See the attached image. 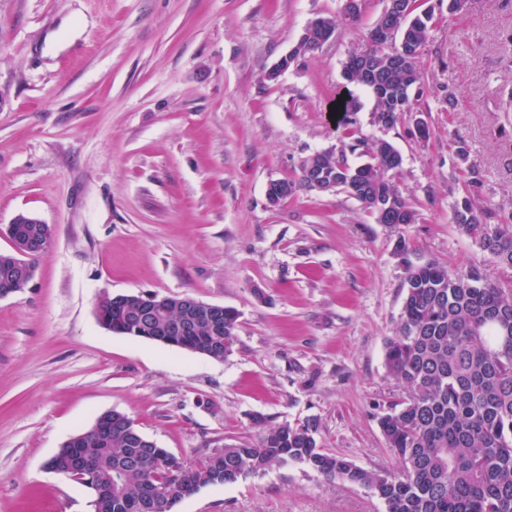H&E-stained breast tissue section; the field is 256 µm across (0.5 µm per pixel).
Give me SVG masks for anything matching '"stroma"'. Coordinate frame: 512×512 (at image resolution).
Masks as SVG:
<instances>
[{"label": "stroma", "instance_id": "1", "mask_svg": "<svg viewBox=\"0 0 512 512\" xmlns=\"http://www.w3.org/2000/svg\"><path fill=\"white\" fill-rule=\"evenodd\" d=\"M343 7L0 0V251L18 213L56 228L28 288L0 298V512H91L88 490L46 463L111 411L188 464L255 441L261 415L314 422L327 451L393 468L377 419L404 396L384 363L404 260L475 264L512 289V267L451 221L469 194L487 223L512 224V0L435 6L416 110L390 128L343 77L385 0H364L356 25ZM317 16L335 18V39L268 80ZM346 95L356 137L400 152L396 183L415 224L377 223L342 190L269 203L270 182L298 179L304 157L341 148L330 109ZM461 142L481 174L474 188L455 156ZM152 292L235 308L233 353L216 361L98 323L101 295ZM175 512L384 506L290 463L201 489Z\"/></svg>", "mask_w": 512, "mask_h": 512}]
</instances>
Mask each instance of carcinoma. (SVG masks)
I'll return each instance as SVG.
<instances>
[{"label":"carcinoma","mask_w":512,"mask_h":512,"mask_svg":"<svg viewBox=\"0 0 512 512\" xmlns=\"http://www.w3.org/2000/svg\"><path fill=\"white\" fill-rule=\"evenodd\" d=\"M432 19L430 7L407 12L397 22L395 38L407 37L424 48ZM322 45L321 35L311 31L302 35L294 56L313 53ZM362 52L369 69L346 70L344 77L372 94L373 116L391 108L389 99L377 93V84L400 94L402 111H413L422 80L418 68L391 67L370 41ZM349 151L367 155L369 161L354 167L344 150L315 152L302 160L298 181H277L272 191L287 197L298 188L332 186L371 210L379 224H394L401 215L415 223L416 211L392 181L402 164L396 148L385 140L371 145L359 140ZM379 190L388 206L384 212L375 207ZM453 222L497 262L512 266V224L485 223L469 196L456 201ZM43 236L54 238L51 225H13V237L29 242L23 261L30 268L43 254L38 243ZM399 248L407 291L398 327L386 342L385 365L407 397L378 419L386 445L400 464L397 472L367 471L325 451L309 423L267 425L261 418L256 441L216 450L197 465L178 462L165 448L139 446L137 430L121 417L104 429L80 433L76 447L56 453V463L69 471L81 461L93 464L76 482L89 490L90 506L96 510L101 504L103 512H136L134 504L147 489L177 479L180 490L169 506L157 510L174 512L183 499L205 487L235 483L273 464L290 462L370 489L385 512H512V346L499 342L504 332L512 334V290L491 282L476 265L453 273L434 260L414 264L405 257V243ZM6 284L21 291L28 286L12 250L0 252V287ZM134 306L133 299L101 298L103 328L155 343L165 328L183 317V309L173 304L151 321L134 323ZM222 320L224 335L213 336L205 311H199L196 327L184 339L188 351L217 361L231 355L239 313L226 307Z\"/></svg>","instance_id":"carcinoma-1"}]
</instances>
